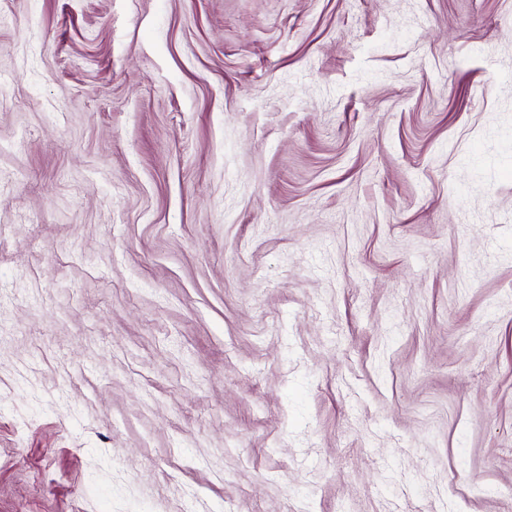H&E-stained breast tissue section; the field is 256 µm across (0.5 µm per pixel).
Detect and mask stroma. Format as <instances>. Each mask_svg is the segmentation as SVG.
Instances as JSON below:
<instances>
[{
  "mask_svg": "<svg viewBox=\"0 0 512 512\" xmlns=\"http://www.w3.org/2000/svg\"><path fill=\"white\" fill-rule=\"evenodd\" d=\"M0 512H512V0H0Z\"/></svg>",
  "mask_w": 512,
  "mask_h": 512,
  "instance_id": "obj_1",
  "label": "stroma"
}]
</instances>
